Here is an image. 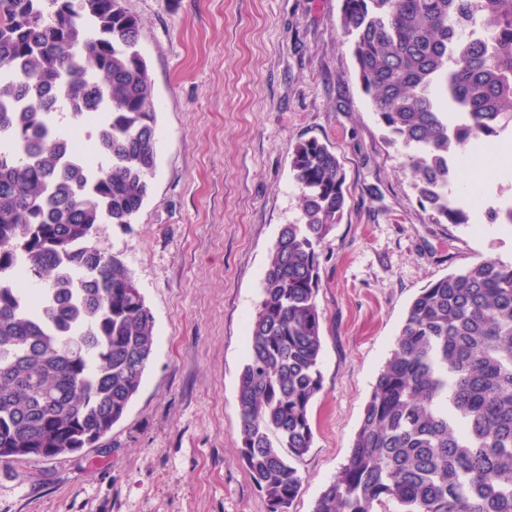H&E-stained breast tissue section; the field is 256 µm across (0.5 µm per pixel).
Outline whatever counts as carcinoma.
<instances>
[{
  "label": "carcinoma",
  "instance_id": "carcinoma-1",
  "mask_svg": "<svg viewBox=\"0 0 512 512\" xmlns=\"http://www.w3.org/2000/svg\"><path fill=\"white\" fill-rule=\"evenodd\" d=\"M122 0H0V462L92 448L126 415L154 316L95 241L130 227L157 165L140 21ZM474 25L482 41L461 33ZM336 30L436 224L468 225L459 152L512 130V0H342ZM301 218L270 252L237 387L240 458L288 512L321 392L318 248L346 176L310 138L288 149ZM39 285L12 283L17 260ZM313 512H512V263L488 255L410 302L349 456Z\"/></svg>",
  "mask_w": 512,
  "mask_h": 512
}]
</instances>
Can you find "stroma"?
Returning a JSON list of instances; mask_svg holds the SVG:
<instances>
[{"label": "stroma", "instance_id": "1", "mask_svg": "<svg viewBox=\"0 0 512 512\" xmlns=\"http://www.w3.org/2000/svg\"><path fill=\"white\" fill-rule=\"evenodd\" d=\"M342 0H123L156 104L157 166L131 228L96 243L128 268L155 348L124 418L92 448L0 462V512H267L240 456L237 385L269 253L301 217L288 149L315 137L346 173L348 207L322 245L323 389L290 512H312L344 464L412 298L451 270L512 261V172L469 225L432 223L336 30Z\"/></svg>", "mask_w": 512, "mask_h": 512}]
</instances>
